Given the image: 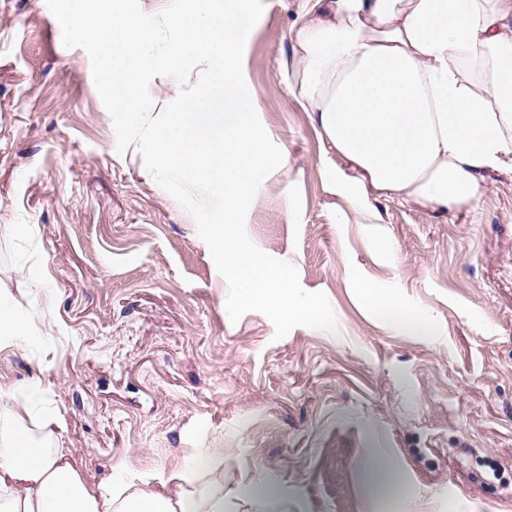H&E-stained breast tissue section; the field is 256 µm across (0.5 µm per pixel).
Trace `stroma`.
<instances>
[{"instance_id": "obj_1", "label": "stroma", "mask_w": 512, "mask_h": 512, "mask_svg": "<svg viewBox=\"0 0 512 512\" xmlns=\"http://www.w3.org/2000/svg\"><path fill=\"white\" fill-rule=\"evenodd\" d=\"M310 0H264L243 72L287 166L246 219L254 244L324 292L338 326L276 338L228 284L196 224L118 153L87 53L46 0H0V290L46 315L0 380L41 383L85 482L109 492L203 453L225 488L267 481L274 512H512V175L438 214L332 178L338 161L280 62ZM41 269V287L26 274ZM393 291L430 322L398 330L360 298ZM406 484L380 497L364 462Z\"/></svg>"}]
</instances>
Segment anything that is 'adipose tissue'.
I'll use <instances>...</instances> for the list:
<instances>
[{"instance_id": "obj_1", "label": "adipose tissue", "mask_w": 512, "mask_h": 512, "mask_svg": "<svg viewBox=\"0 0 512 512\" xmlns=\"http://www.w3.org/2000/svg\"><path fill=\"white\" fill-rule=\"evenodd\" d=\"M280 68L360 197L448 211L512 172V0H321ZM31 310L0 291V350L24 349ZM22 388L0 383V512H224L205 460L175 481L120 492L83 481L45 410L30 430Z\"/></svg>"}]
</instances>
